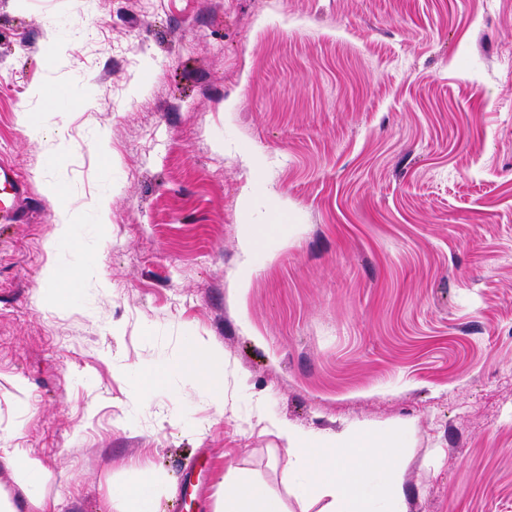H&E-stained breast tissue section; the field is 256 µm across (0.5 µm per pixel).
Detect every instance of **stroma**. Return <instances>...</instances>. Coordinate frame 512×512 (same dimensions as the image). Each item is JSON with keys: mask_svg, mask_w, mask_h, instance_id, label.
Here are the masks:
<instances>
[{"mask_svg": "<svg viewBox=\"0 0 512 512\" xmlns=\"http://www.w3.org/2000/svg\"><path fill=\"white\" fill-rule=\"evenodd\" d=\"M0 162V448L53 512H115L131 460L158 512L232 470L318 512L282 424L406 429L405 512H512V0H0ZM195 339L223 406L138 398ZM25 186L12 168L0 164V223L14 224L20 221L21 206L25 199Z\"/></svg>", "mask_w": 512, "mask_h": 512, "instance_id": "1", "label": "stroma"}]
</instances>
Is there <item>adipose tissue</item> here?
<instances>
[{
	"label": "adipose tissue",
	"instance_id": "1",
	"mask_svg": "<svg viewBox=\"0 0 512 512\" xmlns=\"http://www.w3.org/2000/svg\"><path fill=\"white\" fill-rule=\"evenodd\" d=\"M203 387L215 404L224 402V357L209 346L190 343L176 363ZM290 457L284 481L298 501L322 502L321 512H402L403 492L396 480L405 432L388 438L363 432L341 440L316 438L283 428ZM0 467L13 487L0 484V512H50L38 487L54 481L53 472L24 448H0ZM156 481L145 472L116 494L118 512H156ZM214 512H288L266 484L229 472Z\"/></svg>",
	"mask_w": 512,
	"mask_h": 512
}]
</instances>
